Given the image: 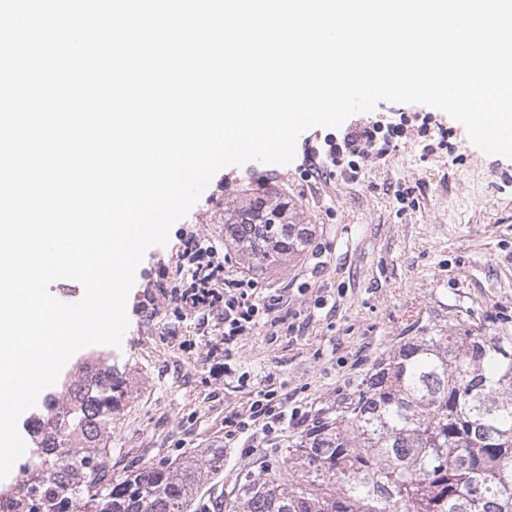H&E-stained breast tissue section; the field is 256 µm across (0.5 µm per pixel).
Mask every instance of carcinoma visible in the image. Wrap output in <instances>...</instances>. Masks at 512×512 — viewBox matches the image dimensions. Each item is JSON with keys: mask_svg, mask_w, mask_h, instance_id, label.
I'll return each mask as SVG.
<instances>
[{"mask_svg": "<svg viewBox=\"0 0 512 512\" xmlns=\"http://www.w3.org/2000/svg\"><path fill=\"white\" fill-rule=\"evenodd\" d=\"M280 192L224 220L252 270L308 247L313 229ZM30 420L34 454L7 512H205L201 484L224 449L177 465L144 464L114 480L103 430L123 382L99 357ZM242 481L226 512H512V336L434 327L404 338L337 405Z\"/></svg>", "mask_w": 512, "mask_h": 512, "instance_id": "obj_1", "label": "carcinoma"}]
</instances>
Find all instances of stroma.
Wrapping results in <instances>:
<instances>
[{
    "mask_svg": "<svg viewBox=\"0 0 512 512\" xmlns=\"http://www.w3.org/2000/svg\"><path fill=\"white\" fill-rule=\"evenodd\" d=\"M383 116L431 112L429 136L451 151H423L416 125L396 148L366 162L357 179L307 175L306 139L286 165L256 161L227 166L166 246L147 250L126 303L129 326L121 348L101 352L124 380L121 406L101 442L113 477L146 463L224 451V465L200 490L209 512H224L248 460L275 459L314 411L351 393L372 365L420 327L445 334L480 326L512 336V159L482 153L463 125L425 105L381 102ZM278 190L313 225L321 260L306 252L254 272L259 293L281 294L288 315L260 325L215 357L224 328L199 314L178 313L154 282L174 266L180 232L224 245L225 208ZM285 388L298 415L273 439L251 438L255 451L225 445L224 415L253 392Z\"/></svg>",
    "mask_w": 512,
    "mask_h": 512,
    "instance_id": "1",
    "label": "stroma"
}]
</instances>
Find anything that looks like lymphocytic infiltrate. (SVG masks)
<instances>
[{
    "instance_id": "lymphocytic-infiltrate-1",
    "label": "lymphocytic infiltrate",
    "mask_w": 512,
    "mask_h": 512,
    "mask_svg": "<svg viewBox=\"0 0 512 512\" xmlns=\"http://www.w3.org/2000/svg\"><path fill=\"white\" fill-rule=\"evenodd\" d=\"M402 132L400 124L383 119L356 123L348 126L340 139L327 140L325 148L311 147L308 158L315 162L323 157L335 166L340 157H347L348 175L354 179L369 158L388 154L394 139ZM175 271L186 274L187 279L182 287L171 290V304L183 313H198L221 320L224 324L221 345L234 343L261 321L270 320L280 309L278 297H254L255 280L228 274L217 249L199 236L181 238ZM287 422V393L261 389L253 393L247 406L225 414L224 438L232 442L250 431L274 435L282 431Z\"/></svg>"
}]
</instances>
